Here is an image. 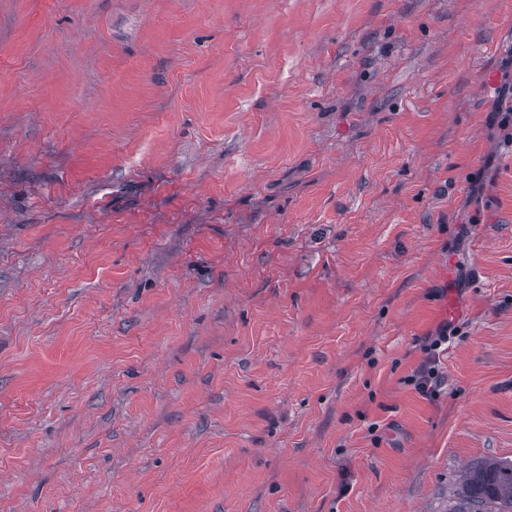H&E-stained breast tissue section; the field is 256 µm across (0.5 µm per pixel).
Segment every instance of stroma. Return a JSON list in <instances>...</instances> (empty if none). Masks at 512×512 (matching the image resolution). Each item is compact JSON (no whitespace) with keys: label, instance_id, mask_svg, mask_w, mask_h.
I'll return each mask as SVG.
<instances>
[{"label":"stroma","instance_id":"35a3bbf8","mask_svg":"<svg viewBox=\"0 0 512 512\" xmlns=\"http://www.w3.org/2000/svg\"><path fill=\"white\" fill-rule=\"evenodd\" d=\"M511 100L512 0H0V512H457ZM448 325H443L435 336H427L424 339L422 350L424 359L408 377V383L426 399H434L441 390L444 382L443 374L439 370V356L448 348ZM447 345L446 348H442Z\"/></svg>","mask_w":512,"mask_h":512}]
</instances>
